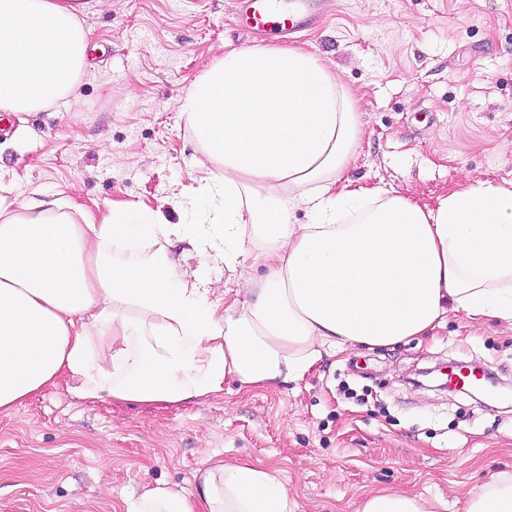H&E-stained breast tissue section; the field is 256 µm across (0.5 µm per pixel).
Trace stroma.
I'll return each mask as SVG.
<instances>
[{"mask_svg":"<svg viewBox=\"0 0 512 512\" xmlns=\"http://www.w3.org/2000/svg\"><path fill=\"white\" fill-rule=\"evenodd\" d=\"M236 0H107L82 19L88 70L66 100L0 112V195L101 221L113 203L161 209L173 224L207 217L180 207L214 169L176 106L224 53L257 41ZM321 18L268 47L331 64L361 112L344 174L426 209L471 178L512 182V0H321ZM188 282L233 294L260 265L228 269L187 241L163 244ZM463 362L512 385V331L449 318L433 335L324 357L298 382L177 405L82 400L63 379L0 413V512H123L166 484L194 493L208 459L278 470L294 512H355L385 490L437 512L512 472V396L485 405L415 388V371Z\"/></svg>","mask_w":512,"mask_h":512,"instance_id":"obj_1","label":"stroma"}]
</instances>
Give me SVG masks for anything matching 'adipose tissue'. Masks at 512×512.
I'll use <instances>...</instances> for the list:
<instances>
[{
	"mask_svg": "<svg viewBox=\"0 0 512 512\" xmlns=\"http://www.w3.org/2000/svg\"><path fill=\"white\" fill-rule=\"evenodd\" d=\"M85 0H0V111L69 96L86 66ZM223 174L188 191L205 225L135 204L78 224L0 196V412L61 374L81 399L176 405L226 380L299 381L323 356L431 334L449 315L512 327V183L478 179L428 210L338 187L360 113L327 63L294 48L219 58L177 102ZM305 209L309 223L294 221ZM266 274L217 301L158 249ZM143 252L127 261L123 252ZM197 492L162 485L124 512H291L278 470L205 461ZM465 512H512V474L470 490Z\"/></svg>",
	"mask_w": 512,
	"mask_h": 512,
	"instance_id": "obj_1",
	"label": "adipose tissue"
}]
</instances>
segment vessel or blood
<instances>
[{
	"label": "vessel or blood",
	"mask_w": 512,
	"mask_h": 512,
	"mask_svg": "<svg viewBox=\"0 0 512 512\" xmlns=\"http://www.w3.org/2000/svg\"><path fill=\"white\" fill-rule=\"evenodd\" d=\"M242 19L254 34L293 33L312 17L317 0H239Z\"/></svg>",
	"instance_id": "vessel-or-blood-1"
}]
</instances>
